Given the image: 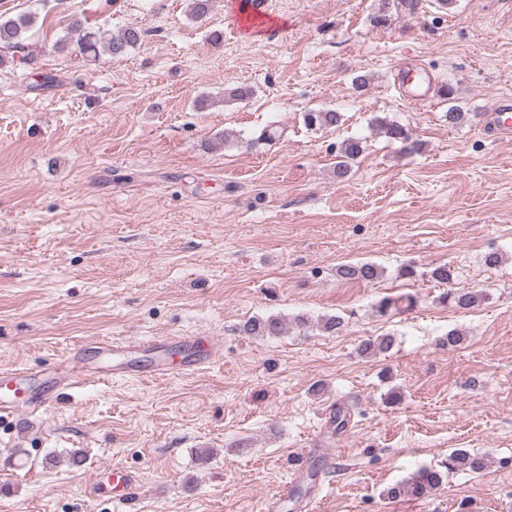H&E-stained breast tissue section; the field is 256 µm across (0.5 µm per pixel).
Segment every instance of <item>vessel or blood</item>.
I'll return each instance as SVG.
<instances>
[{"label":"vessel or blood","mask_w":512,"mask_h":512,"mask_svg":"<svg viewBox=\"0 0 512 512\" xmlns=\"http://www.w3.org/2000/svg\"><path fill=\"white\" fill-rule=\"evenodd\" d=\"M401 85L410 104H422L430 97L431 82L423 78L416 68L403 72ZM487 124L500 139H512L511 97L497 98L491 104ZM219 350V345L209 336L102 343L98 345V356L92 362L73 360L41 374L24 369L0 372V418L14 416L22 409L36 411L47 408L57 400L61 389L92 378H158L196 370L209 364ZM102 474L119 499L138 482L135 474L117 467L103 468Z\"/></svg>","instance_id":"b4317fda"}]
</instances>
